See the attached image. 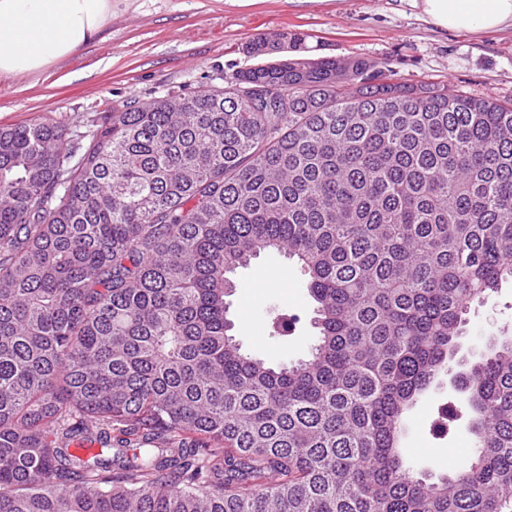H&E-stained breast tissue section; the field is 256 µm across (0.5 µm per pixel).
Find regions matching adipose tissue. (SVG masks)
<instances>
[{"mask_svg":"<svg viewBox=\"0 0 512 512\" xmlns=\"http://www.w3.org/2000/svg\"><path fill=\"white\" fill-rule=\"evenodd\" d=\"M419 18L448 31L512 29V0H409ZM112 0H0V77L35 74L96 43Z\"/></svg>","mask_w":512,"mask_h":512,"instance_id":"adipose-tissue-1","label":"adipose tissue"}]
</instances>
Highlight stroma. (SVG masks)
<instances>
[{
  "mask_svg": "<svg viewBox=\"0 0 512 512\" xmlns=\"http://www.w3.org/2000/svg\"><path fill=\"white\" fill-rule=\"evenodd\" d=\"M306 33L312 56L364 57L386 63L397 82H439L449 90L512 102V32L439 31L423 23L406 0H112L105 38L38 76L0 77V126L46 119L84 135L100 113L151 98L223 86L252 63L243 51L258 35ZM231 298L233 330L244 348L270 362L307 358L316 330L313 302L292 260L268 254L237 270ZM296 320L289 336L273 319ZM465 353L512 324V281L468 309ZM442 386L411 413L402 441L406 462L439 477L461 466L472 438L466 422L439 435L432 421L458 403Z\"/></svg>",
  "mask_w": 512,
  "mask_h": 512,
  "instance_id": "stroma-1",
  "label": "stroma"
}]
</instances>
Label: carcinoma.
Returning <instances> with one entry per match:
<instances>
[{
	"mask_svg": "<svg viewBox=\"0 0 512 512\" xmlns=\"http://www.w3.org/2000/svg\"><path fill=\"white\" fill-rule=\"evenodd\" d=\"M271 251L316 304L297 364L232 334V275ZM509 278L512 105L362 57L243 69L86 142L0 126V512H512V338L457 357ZM443 374L474 448L429 481L399 444Z\"/></svg>",
	"mask_w": 512,
	"mask_h": 512,
	"instance_id": "1",
	"label": "carcinoma"
}]
</instances>
